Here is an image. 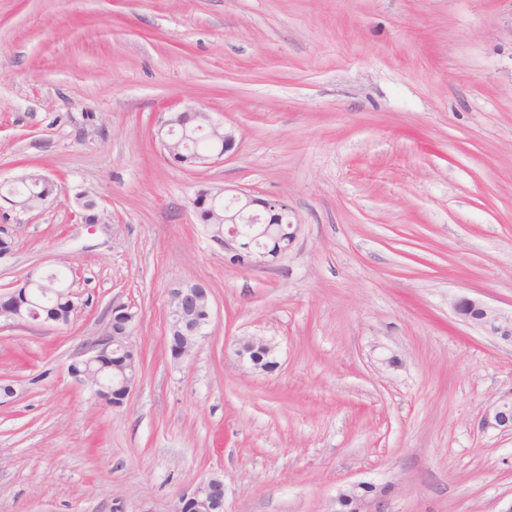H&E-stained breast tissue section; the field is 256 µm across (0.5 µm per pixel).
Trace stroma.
<instances>
[{
    "instance_id": "1",
    "label": "stroma",
    "mask_w": 512,
    "mask_h": 512,
    "mask_svg": "<svg viewBox=\"0 0 512 512\" xmlns=\"http://www.w3.org/2000/svg\"><path fill=\"white\" fill-rule=\"evenodd\" d=\"M173 107L235 149L169 163ZM30 165L58 198L6 225L0 291L53 265L75 309L0 325V512H175L210 475L224 512L512 505V435L481 426L512 348L450 308L512 310V0H0V183ZM213 187L286 202L288 256L226 264ZM196 282L212 320L173 363L168 291ZM116 303L142 352L119 408L68 372ZM252 335L272 371L240 367ZM238 344L239 347H251V349L241 348V352L246 356L251 357L253 355L251 350L254 351V357L247 359L238 354L239 348L236 349L235 352L239 364L243 367L249 368L250 370L266 372L268 367L265 364L268 362V360H276L277 346L272 341L262 336L244 337Z\"/></svg>"
}]
</instances>
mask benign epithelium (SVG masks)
<instances>
[{
  "label": "benign epithelium",
  "instance_id": "7a95c632",
  "mask_svg": "<svg viewBox=\"0 0 512 512\" xmlns=\"http://www.w3.org/2000/svg\"><path fill=\"white\" fill-rule=\"evenodd\" d=\"M186 115L185 110L173 111L167 113L161 121L157 137L163 150L170 149L173 135L185 125ZM194 115L198 119L197 130L204 133L211 142L224 147V151L204 157L202 165L205 166L234 148L236 132L232 127L213 122L206 112L196 111ZM210 195L215 207H224V223L230 225L222 243L226 258L235 259L243 267H265L288 255L286 248L272 256L260 249L252 250L242 245L237 228L239 224H250L254 235L259 238L280 237V224L288 214V205L285 202L241 192L225 204L223 190H212ZM44 282L45 276L33 271L18 287L0 294V320L8 324L41 321L31 294L36 288H44ZM168 307V324L189 342L190 349L186 353L189 357L204 336V330L211 320L210 289L201 284H176L169 289ZM452 308L461 322L480 327L502 342L512 345V312L507 313L483 300L468 297L454 300ZM239 345L249 346L254 351L252 358L237 356L243 367L265 372L268 370L266 363L276 360V345L262 336L245 337ZM117 351L128 354V363L112 374L111 382L108 383L104 374L110 365L106 361ZM137 353L134 331L130 330L121 335L109 324L104 334L82 352V358L79 359L82 370L76 372L70 367L68 371L76 381L88 386L97 399L110 406L115 392L122 394L125 401L130 397L138 378V368L135 365ZM482 426L512 433V395L502 397L492 411L484 415ZM176 512H224V480L218 476L203 479L192 490L179 497Z\"/></svg>",
  "mask_w": 512,
  "mask_h": 512
}]
</instances>
